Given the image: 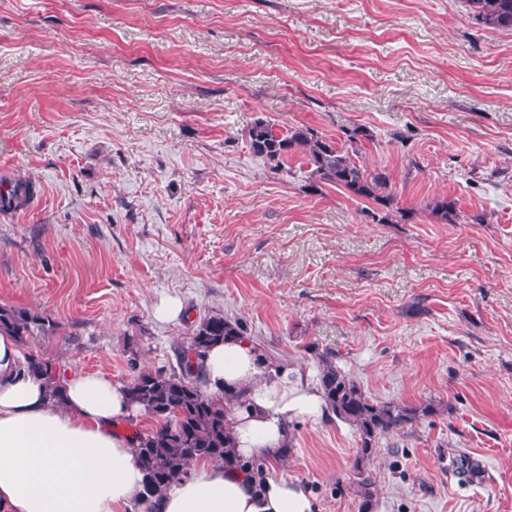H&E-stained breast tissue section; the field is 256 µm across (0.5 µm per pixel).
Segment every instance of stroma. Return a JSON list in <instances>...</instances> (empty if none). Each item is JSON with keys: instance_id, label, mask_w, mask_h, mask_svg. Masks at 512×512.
Masks as SVG:
<instances>
[{"instance_id": "35a3bbf8", "label": "stroma", "mask_w": 512, "mask_h": 512, "mask_svg": "<svg viewBox=\"0 0 512 512\" xmlns=\"http://www.w3.org/2000/svg\"><path fill=\"white\" fill-rule=\"evenodd\" d=\"M259 117L366 129L411 219L307 190L299 158L271 171ZM20 177L0 306L57 325L25 353L125 384L239 319L310 382L326 351L374 400L436 408L380 438L367 508L355 429L292 420L278 472L319 512H512L511 31L464 0H0V190ZM165 298L182 317L156 318Z\"/></svg>"}]
</instances>
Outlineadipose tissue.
Listing matches in <instances>:
<instances>
[{
    "instance_id": "adipose-tissue-1",
    "label": "adipose tissue",
    "mask_w": 512,
    "mask_h": 512,
    "mask_svg": "<svg viewBox=\"0 0 512 512\" xmlns=\"http://www.w3.org/2000/svg\"><path fill=\"white\" fill-rule=\"evenodd\" d=\"M203 374L209 393L243 394L227 414L239 463L196 464L146 500L134 439L119 428L138 414L126 385L101 371L66 374L65 402L52 405L17 338L0 333V512H125L134 503L142 512H318L311 490L276 467L289 421L322 414L319 393L237 337L209 349Z\"/></svg>"
}]
</instances>
